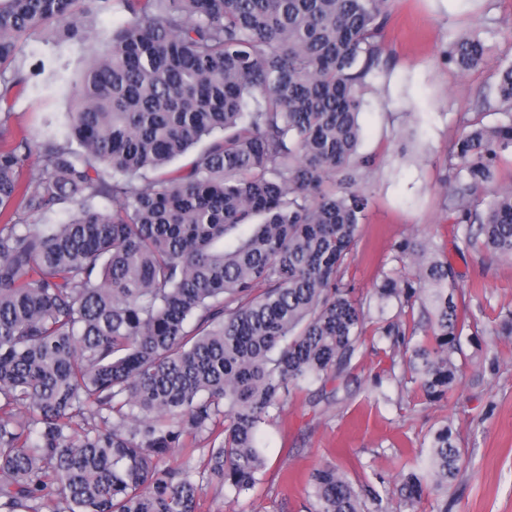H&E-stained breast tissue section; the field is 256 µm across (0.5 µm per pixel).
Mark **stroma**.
<instances>
[{
  "label": "stroma",
  "instance_id": "stroma-1",
  "mask_svg": "<svg viewBox=\"0 0 512 512\" xmlns=\"http://www.w3.org/2000/svg\"><path fill=\"white\" fill-rule=\"evenodd\" d=\"M479 36L486 53L466 73L449 65L451 39ZM388 69L377 73L359 116V151L376 164L367 174L370 203L359 226L354 259L345 279L361 298L382 273L397 268L396 245L407 237L433 236L445 250L468 310L489 324L512 311V260L465 248L463 225L445 201L453 189L449 150L474 122L496 125L500 114L484 109L494 100L501 70L512 66V0H392L385 37ZM25 91L9 100L11 129L32 137L52 130L64 137L70 100L55 70L78 80L90 64L87 44H57L43 30L26 42ZM366 344L350 374L335 388L310 384L263 428L266 470L249 494L237 497L209 487L197 512H305L315 467L333 463L352 481L393 486L431 426L451 421L473 457L448 490L452 512H512V338L483 336L468 355L490 352L497 373L467 366L447 400L426 403L392 386L373 387L390 363Z\"/></svg>",
  "mask_w": 512,
  "mask_h": 512
}]
</instances>
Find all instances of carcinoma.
I'll return each instance as SVG.
<instances>
[{
  "label": "carcinoma",
  "instance_id": "carcinoma-1",
  "mask_svg": "<svg viewBox=\"0 0 512 512\" xmlns=\"http://www.w3.org/2000/svg\"><path fill=\"white\" fill-rule=\"evenodd\" d=\"M108 2L0 0V512H196L214 483L254 490L263 426L303 385L342 380L373 305L388 380L429 403L455 390L464 342L512 335V312L469 316L431 236L396 245L408 263L370 297L344 281L391 0H118L127 19L103 37L83 18ZM55 21L92 64L68 85L65 140L16 135L19 56ZM484 51L460 38L448 62ZM496 102L497 125L453 143L451 210L465 247L512 259V187L483 198L512 149V66ZM428 438L384 496L317 467L313 512H415L431 494L449 512L468 449L447 422ZM202 441L199 462L164 464Z\"/></svg>",
  "mask_w": 512,
  "mask_h": 512
}]
</instances>
